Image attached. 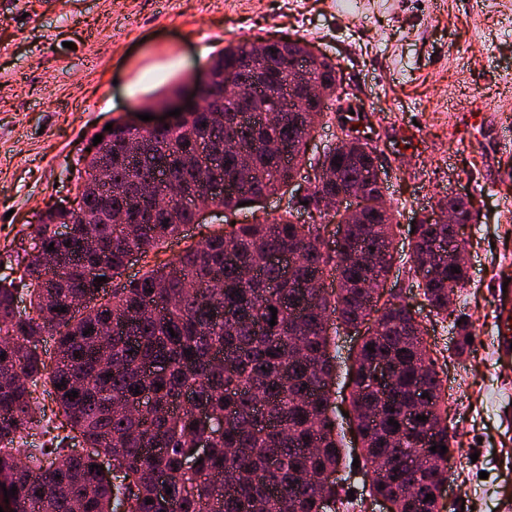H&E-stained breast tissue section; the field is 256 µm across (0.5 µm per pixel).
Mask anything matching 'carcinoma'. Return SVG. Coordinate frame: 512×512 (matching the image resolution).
<instances>
[{
	"label": "carcinoma",
	"mask_w": 512,
	"mask_h": 512,
	"mask_svg": "<svg viewBox=\"0 0 512 512\" xmlns=\"http://www.w3.org/2000/svg\"><path fill=\"white\" fill-rule=\"evenodd\" d=\"M254 45H228L212 60L224 111H209L205 97L199 111L156 134L145 128L126 133L122 123L101 131L81 184L87 223L73 222L67 210H49L31 233L22 273L0 279V493L15 489L13 512H116L122 503L126 512H336L348 491L320 479L338 471L343 456L329 390L336 378L330 322L337 330L356 328L373 313L374 328L349 370L362 468L373 473L369 493L392 499L396 512H435L426 495L435 494L444 475L416 459L448 461L431 447L449 448L455 438L441 416L448 400L437 360L416 312L401 299L377 306L365 288L369 280L388 279L398 225L390 209L379 206L364 222L344 224L336 249L321 227L293 221L296 211L319 209L321 196L364 182L371 155L351 149L338 157L328 150L326 174L308 204L232 225L186 247L176 261L111 287L129 254L149 255L194 221L188 206L170 201L158 223L130 222L140 204L135 185L153 171L181 187L214 173L230 190L212 205L237 211L242 202L286 194L300 173L307 153L302 104L283 95L281 120L264 125L260 114L272 107L252 78L302 56L306 44L289 40L263 60L254 57ZM230 69L239 79L232 92L224 89ZM313 79L329 90L306 113L319 125L330 121L336 103V65L323 59ZM238 117L250 125L246 175L224 152ZM103 162L112 165V180L99 187L93 174ZM437 207L453 209L463 224L471 221L460 198L441 199ZM59 224L69 225L68 237L58 235ZM454 237L455 225L440 219L410 231L409 273L437 317L448 316V296L469 281L437 254ZM83 240L93 247L80 250ZM279 253L293 256L291 274L272 261ZM42 255L61 259L51 277ZM328 277L337 287L319 295L296 288ZM109 320L112 335L104 336L100 327ZM453 328L461 357L471 347L472 324L463 319ZM44 336L56 344L48 359L37 350ZM377 362L393 367L385 390L370 374ZM40 385L48 404L40 401ZM144 392L153 406L136 415L133 405ZM415 414L425 419L410 429ZM59 417L69 428L62 437L48 426ZM391 419L399 427L388 424ZM37 428L49 439L23 462L19 442ZM203 438L209 447L202 454ZM72 441L92 453L68 450ZM102 458L121 475L112 481L97 475ZM161 474L171 479L166 499L155 495Z\"/></svg>",
	"instance_id": "obj_1"
}]
</instances>
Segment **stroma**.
<instances>
[{"label": "stroma", "mask_w": 512, "mask_h": 512, "mask_svg": "<svg viewBox=\"0 0 512 512\" xmlns=\"http://www.w3.org/2000/svg\"><path fill=\"white\" fill-rule=\"evenodd\" d=\"M258 37L305 40L369 115L399 224L388 286L423 318L455 392L443 512H504L512 364L497 359L491 284L512 279V0H0V278L40 215L74 198L92 138L144 113L129 93L142 69L182 59L150 98H192L218 51ZM476 112L482 125L470 123ZM448 196L476 208L470 281L454 302L476 338L460 358L406 260L412 221Z\"/></svg>", "instance_id": "stroma-1"}]
</instances>
